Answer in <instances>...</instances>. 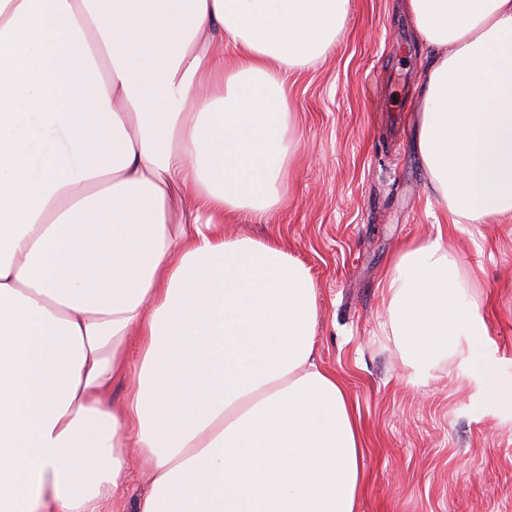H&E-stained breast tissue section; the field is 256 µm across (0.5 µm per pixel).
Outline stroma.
Returning <instances> with one entry per match:
<instances>
[{
    "label": "stroma",
    "instance_id": "stroma-1",
    "mask_svg": "<svg viewBox=\"0 0 512 512\" xmlns=\"http://www.w3.org/2000/svg\"><path fill=\"white\" fill-rule=\"evenodd\" d=\"M428 51L398 0H352L341 41L291 74L300 151L288 199L266 224L228 235L283 237L312 275L316 355L345 382L366 432L361 512H512V218L446 226L415 141ZM444 234L488 339L489 373L468 348L422 380L383 333L379 283L400 246Z\"/></svg>",
    "mask_w": 512,
    "mask_h": 512
}]
</instances>
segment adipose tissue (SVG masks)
<instances>
[{"mask_svg": "<svg viewBox=\"0 0 512 512\" xmlns=\"http://www.w3.org/2000/svg\"><path fill=\"white\" fill-rule=\"evenodd\" d=\"M432 57L418 149L451 224L512 215V0H402ZM351 0H0V512H359L364 440L317 293L266 223L299 152L289 72ZM386 325L424 377L486 326L443 238ZM134 385L111 405L112 387ZM148 483V474L141 467L136 456L132 455L129 478L124 493L126 511H135L136 501L138 497L143 493V491L147 488Z\"/></svg>", "mask_w": 512, "mask_h": 512, "instance_id": "ef3b65f1", "label": "adipose tissue"}]
</instances>
